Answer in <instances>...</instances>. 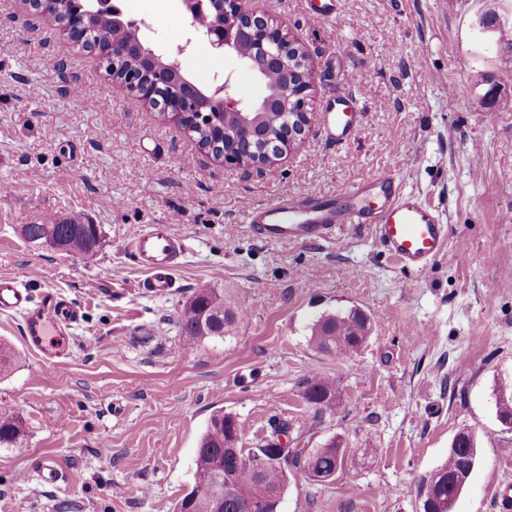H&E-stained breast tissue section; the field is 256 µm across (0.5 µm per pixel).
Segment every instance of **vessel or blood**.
Listing matches in <instances>:
<instances>
[{"label":"vessel or blood","mask_w":512,"mask_h":512,"mask_svg":"<svg viewBox=\"0 0 512 512\" xmlns=\"http://www.w3.org/2000/svg\"><path fill=\"white\" fill-rule=\"evenodd\" d=\"M360 101L357 91L330 104L338 142L356 134L350 117ZM244 214L261 237L303 242L328 240L338 225H371L376 240L406 269L423 273L448 242V226L439 211L419 195L403 191L390 175L352 186L341 198L291 197L259 206L245 203ZM130 253L147 277L144 288L156 295L172 292L175 270L183 253L171 225L149 224L134 237ZM0 313L23 317V342L43 362L53 363L70 352V332L78 315L72 303L46 289L32 299L25 284L0 277Z\"/></svg>","instance_id":"obj_1"}]
</instances>
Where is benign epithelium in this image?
Instances as JSON below:
<instances>
[{
    "instance_id": "1",
    "label": "benign epithelium",
    "mask_w": 512,
    "mask_h": 512,
    "mask_svg": "<svg viewBox=\"0 0 512 512\" xmlns=\"http://www.w3.org/2000/svg\"><path fill=\"white\" fill-rule=\"evenodd\" d=\"M181 2L190 14L204 10L207 5L217 8V20L207 27L195 28V35L206 38L214 53L237 57L259 83H264L266 74L275 71L281 78L280 84L267 88L256 100H244L233 95L230 74L208 92L200 91L183 76L169 80L168 72L180 68L179 57L186 51L185 45L159 53L140 39L131 43L100 39L94 51L112 56V73L122 74L126 90L141 101L163 107L165 115L173 121L182 123L188 112H196L210 123L224 118V149L219 153L224 160L258 171L273 165L301 142L308 131L314 52L298 45L268 11L260 8L257 0ZM109 15L116 24H128L111 0H97L95 9L76 14L63 24L60 33L71 39L87 28L89 20ZM243 43L250 46L246 56L238 52ZM251 112H278L279 122L255 135L247 130L232 134L231 119L248 123Z\"/></svg>"
}]
</instances>
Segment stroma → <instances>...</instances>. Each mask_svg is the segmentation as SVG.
I'll return each mask as SVG.
<instances>
[{
    "label": "stroma",
    "mask_w": 512,
    "mask_h": 512,
    "mask_svg": "<svg viewBox=\"0 0 512 512\" xmlns=\"http://www.w3.org/2000/svg\"><path fill=\"white\" fill-rule=\"evenodd\" d=\"M179 0H126L157 49L179 44L199 85L232 75L235 96L263 93L232 55L193 39ZM307 0H267L292 38L314 50L309 132L263 172L202 155L196 142L122 88L29 0H0V276L51 288L79 311L71 354L43 363L21 342L20 315L0 314L16 361L0 407L20 412L18 447L0 448V512H174L194 486L210 416L235 417L244 447L292 423L285 443L341 438L345 470L323 485L290 475L279 512H419V481L472 431L481 461L455 512H498L512 486V429L493 387L512 377V50L482 30L512 0H338L306 21ZM362 86L354 141L333 143L326 103ZM393 173L437 208L449 244L424 274L399 265L368 225L334 240H265L243 202L341 194ZM85 213L101 231L95 262L28 242L43 213ZM169 224L184 245L176 286L143 290L128 244ZM249 301L233 337L190 344L174 321L203 287ZM358 306L372 322L351 358L314 352L322 313ZM334 376V410L301 397L312 372ZM64 472L39 481L45 460Z\"/></svg>",
    "instance_id": "1"
}]
</instances>
